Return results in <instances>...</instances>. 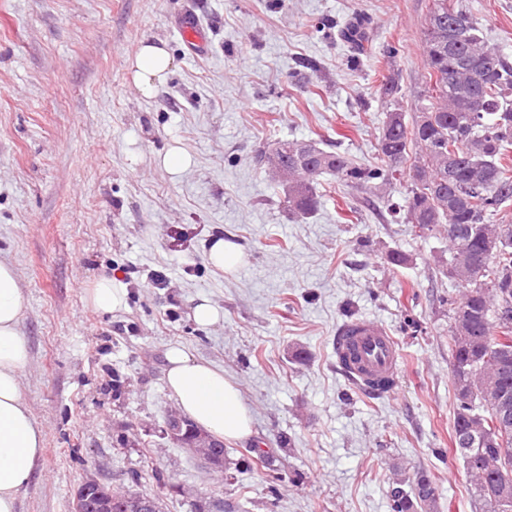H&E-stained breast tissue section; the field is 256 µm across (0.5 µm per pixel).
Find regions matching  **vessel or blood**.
Segmentation results:
<instances>
[{
    "mask_svg": "<svg viewBox=\"0 0 512 512\" xmlns=\"http://www.w3.org/2000/svg\"><path fill=\"white\" fill-rule=\"evenodd\" d=\"M336 360L348 380L363 392H380L385 382L398 381L400 351L388 328L360 318L342 323L336 332Z\"/></svg>",
    "mask_w": 512,
    "mask_h": 512,
    "instance_id": "1",
    "label": "vessel or blood"
}]
</instances>
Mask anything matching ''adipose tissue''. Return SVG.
<instances>
[{"label":"adipose tissue","instance_id":"adipose-tissue-1","mask_svg":"<svg viewBox=\"0 0 512 512\" xmlns=\"http://www.w3.org/2000/svg\"><path fill=\"white\" fill-rule=\"evenodd\" d=\"M173 67L162 42L143 43L128 61L131 83L147 100L166 83ZM128 297L127 283L117 276H98L84 290L86 304L105 315L125 311ZM27 303L15 266L0 258V512H17L19 494L30 483L45 444L21 383L30 363L29 341L20 329ZM165 380L182 412L210 434L230 441L252 438V412L222 367L174 345L166 352Z\"/></svg>","mask_w":512,"mask_h":512}]
</instances>
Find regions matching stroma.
Instances as JSON below:
<instances>
[{"label": "stroma", "instance_id": "35a3bbf8", "mask_svg": "<svg viewBox=\"0 0 512 512\" xmlns=\"http://www.w3.org/2000/svg\"><path fill=\"white\" fill-rule=\"evenodd\" d=\"M449 2L512 57V0ZM431 6L0 0V256L28 297L21 382L45 432L19 512H74L89 476L155 497L161 512L216 497L248 512H391L390 486L419 473L436 512H479L450 438L447 297L459 287L443 273L447 240L391 216L403 182L351 187L321 174L314 212L299 217L260 159L271 141L310 140L374 163L387 111L415 110ZM358 10L362 53L337 36ZM193 16L210 39L204 55L178 30ZM145 40L176 59L150 100L127 71ZM390 77L392 103L379 93ZM175 141L193 158L178 176L153 162ZM217 235L246 252L237 274L209 265ZM116 273L127 311L88 307V282ZM201 295L220 324L190 318ZM362 317L400 344L390 395L364 394L336 363L337 328ZM172 344L222 366L252 410L255 435L225 443L223 471L163 433L178 407L164 381ZM249 449L266 461L249 462Z\"/></svg>", "mask_w": 512, "mask_h": 512}]
</instances>
